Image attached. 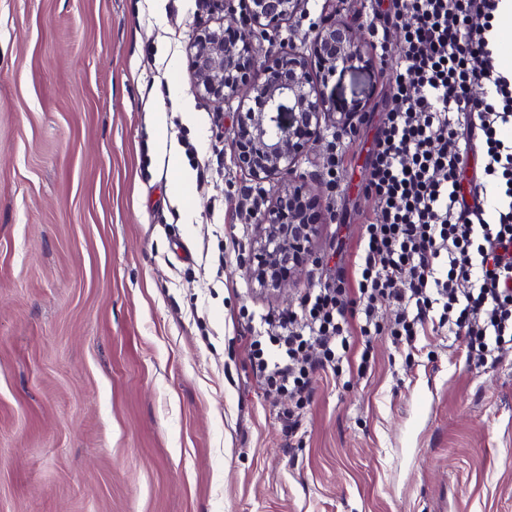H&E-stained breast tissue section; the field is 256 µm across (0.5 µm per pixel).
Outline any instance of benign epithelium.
<instances>
[{
    "label": "benign epithelium",
    "mask_w": 512,
    "mask_h": 512,
    "mask_svg": "<svg viewBox=\"0 0 512 512\" xmlns=\"http://www.w3.org/2000/svg\"><path fill=\"white\" fill-rule=\"evenodd\" d=\"M305 0H242L240 29L224 37V26L197 23L189 47V69L198 95L216 101L239 99L241 90L257 104L238 113L235 128L236 164L257 182H275V198L260 212L263 234L249 265L264 271L261 286L281 289L279 270L298 271L315 258L311 243L321 213L308 180L298 173L300 159L332 130L346 134L355 127V112L336 111V102L313 87L312 63L294 46L257 66L250 54L253 40L278 30ZM313 55L328 74L363 59L351 28L330 22L315 32Z\"/></svg>",
    "instance_id": "1"
}]
</instances>
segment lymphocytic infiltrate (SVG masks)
<instances>
[{"label": "lymphocytic infiltrate", "mask_w": 512, "mask_h": 512, "mask_svg": "<svg viewBox=\"0 0 512 512\" xmlns=\"http://www.w3.org/2000/svg\"><path fill=\"white\" fill-rule=\"evenodd\" d=\"M504 0H388L401 26L386 117L369 150L374 218L363 230L357 288L343 277L306 292L297 311L261 317L249 337L268 394L308 393L315 371L340 375L356 342L383 333L413 345L426 331L464 341L483 367L512 344V71L495 51ZM485 87L473 111L469 90ZM477 153L480 176L467 174ZM394 305L390 322L383 306Z\"/></svg>", "instance_id": "1"}]
</instances>
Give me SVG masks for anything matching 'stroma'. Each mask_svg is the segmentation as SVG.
Segmentation results:
<instances>
[{"label": "stroma", "instance_id": "35a3bbf8", "mask_svg": "<svg viewBox=\"0 0 512 512\" xmlns=\"http://www.w3.org/2000/svg\"><path fill=\"white\" fill-rule=\"evenodd\" d=\"M205 2L0 0V512H512V349L478 369L447 336L409 352L383 334L371 369L313 374L304 406L264 396L248 325L353 263L386 75L370 0H307L283 25L355 30L365 62L314 78L364 118L335 178L332 133L300 162L315 260L260 287L253 199L272 185L236 164V104L193 88Z\"/></svg>", "mask_w": 512, "mask_h": 512}]
</instances>
